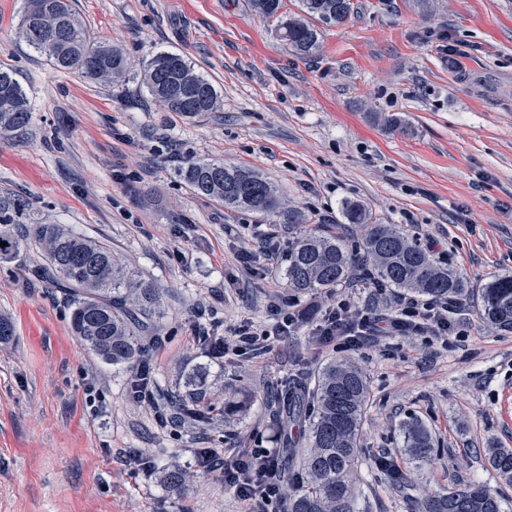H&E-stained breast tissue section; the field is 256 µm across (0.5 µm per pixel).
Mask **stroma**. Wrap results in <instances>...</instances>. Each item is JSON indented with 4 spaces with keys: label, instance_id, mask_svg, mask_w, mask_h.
<instances>
[{
    "label": "stroma",
    "instance_id": "obj_1",
    "mask_svg": "<svg viewBox=\"0 0 512 512\" xmlns=\"http://www.w3.org/2000/svg\"><path fill=\"white\" fill-rule=\"evenodd\" d=\"M319 50L296 56L246 0H72L91 39L122 48L134 66L184 54L212 80L218 112L187 123L161 110L139 78L93 84L52 67L17 35L26 0H0V66L32 107L29 124L0 137V202L20 204L16 231L64 224L108 241L160 290L165 316L147 339L158 407L129 393L127 365L97 357L73 335L70 304L36 279L39 249L0 262V512H244L197 448L232 458L275 448L280 412L271 388L314 381L333 360L363 371L369 402L358 471L369 512H413L416 497L456 483L484 486L512 512V486L486 460L512 448V332L484 328L478 288L512 273V0H353ZM465 55L448 58L449 46ZM402 116L409 133L390 130ZM217 159L264 173L290 206L335 222L363 203L411 243H438L437 263L472 289L456 347L393 337L361 349L309 344L314 317L335 295H301L309 318L256 354L208 356L195 326L231 338L249 322L271 328L268 307L287 288L279 268L251 273L242 251L261 232L284 247L287 226L194 195L177 171ZM204 365L221 402L251 397L245 415L179 418L167 401L185 369ZM172 417L162 425L161 416ZM421 419L431 460L403 488L376 466L402 470L399 426ZM195 474L164 483L172 464Z\"/></svg>",
    "mask_w": 512,
    "mask_h": 512
}]
</instances>
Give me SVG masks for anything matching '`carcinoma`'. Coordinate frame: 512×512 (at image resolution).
<instances>
[{
  "label": "carcinoma",
  "instance_id": "carcinoma-1",
  "mask_svg": "<svg viewBox=\"0 0 512 512\" xmlns=\"http://www.w3.org/2000/svg\"><path fill=\"white\" fill-rule=\"evenodd\" d=\"M253 10L276 23L277 36L301 57L320 48L323 25L345 23L351 0H300L299 12L287 13L285 0H251ZM19 36L53 66L79 70L92 83L122 82L128 63L123 53L106 42L90 40L76 17L71 0H28ZM148 94L169 112L192 120L218 111V92L212 81L185 57L159 52L142 75ZM0 136L25 126L31 108L26 93L11 71L0 69ZM190 190L206 199L241 211L275 218L277 224H306L300 211L283 206L275 186L259 173L216 160H195L179 168ZM346 224H363L365 259L376 271V282L433 299L457 300L465 294L463 279L438 266L432 256L409 242L389 224H374L369 210L358 203L342 208ZM0 262L14 259L33 240L43 252L36 275L64 290L70 298L71 329L94 354L114 364H142L141 337L148 336L163 316L159 289L137 276L112 245L88 238L62 224H37L31 236L14 237L0 218ZM356 254L343 235L318 225L288 243L283 279L296 293L336 288L353 273ZM480 318L486 326L512 331V275L489 282L481 290ZM207 370L194 366L179 384L181 411L201 416L216 410L207 398ZM369 389L352 362L331 361L313 388L288 393V416L283 433L307 424V447L287 453L288 512H364L357 483L361 454L359 431ZM401 452L419 468L431 458L434 436L416 417L400 424ZM487 461L506 483L512 484V448L488 449ZM187 470L174 465L165 482L181 490ZM414 512H501L499 500L487 489L465 484L442 488L415 500Z\"/></svg>",
  "mask_w": 512,
  "mask_h": 512
}]
</instances>
